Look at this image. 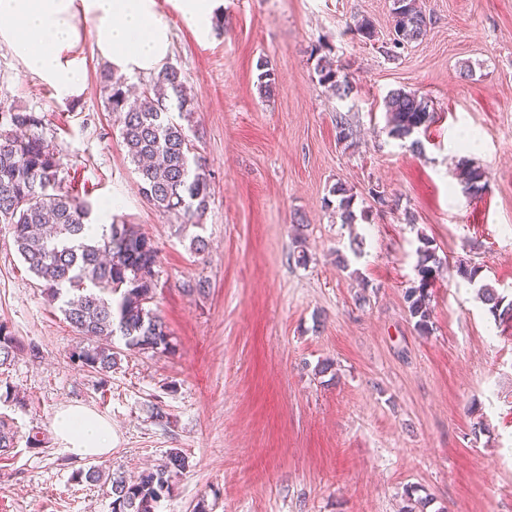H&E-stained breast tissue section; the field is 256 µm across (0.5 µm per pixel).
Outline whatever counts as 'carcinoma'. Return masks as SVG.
I'll list each match as a JSON object with an SVG mask.
<instances>
[{
    "label": "carcinoma",
    "mask_w": 512,
    "mask_h": 512,
    "mask_svg": "<svg viewBox=\"0 0 512 512\" xmlns=\"http://www.w3.org/2000/svg\"><path fill=\"white\" fill-rule=\"evenodd\" d=\"M393 49L423 39L431 18L418 0H392ZM354 30L365 40H376L377 31L366 17L355 20ZM260 93L273 95L276 83L268 63L258 61ZM319 84L339 98L348 97L353 86L339 76L327 56L315 67ZM105 103L119 123V135L127 156L136 166L140 192L156 210L198 224L210 199V174L180 120L196 109L184 90L181 70L168 65L128 103L125 81L106 69L101 73ZM388 134L403 140L434 121V109L422 97L404 91L385 99ZM43 117L27 110L0 111V224L10 225L18 254L44 288L47 300L59 309L72 328L96 344L70 355L78 366L108 382L118 365L119 352L113 339L119 337L127 350L138 353L165 352L172 348L167 327L150 307L154 295L158 251L136 225L112 220L99 235L89 234L93 206L78 193L62 186L61 163L43 135ZM486 172L479 166L465 168L464 190L480 194ZM330 195L338 198L342 222L353 224L357 215L354 196L343 185ZM417 281L404 291V301L422 335L433 330L429 287L441 261L428 242L417 250ZM481 301L501 322L512 321V301L504 302L488 284L479 288ZM37 359L39 347L23 344L12 328L0 322V366L19 353ZM19 441L18 431L0 420V455L10 454ZM189 467L179 449L166 453L163 462L129 480L121 472L107 476L93 466L83 473L87 482L106 479L112 495V512H157L170 496L174 480Z\"/></svg>",
    "instance_id": "cac0c4a2"
}]
</instances>
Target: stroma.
I'll use <instances>...</instances> for the list:
<instances>
[{
	"instance_id": "stroma-1",
	"label": "stroma",
	"mask_w": 512,
	"mask_h": 512,
	"mask_svg": "<svg viewBox=\"0 0 512 512\" xmlns=\"http://www.w3.org/2000/svg\"><path fill=\"white\" fill-rule=\"evenodd\" d=\"M174 3L156 0L172 31L168 62L199 102L189 136L211 174L198 227L140 194L90 35L74 50L87 91L72 100L0 48V110L43 115L61 176L92 203L94 223L138 225L157 247L151 306L174 346L123 352L105 383L72 363L89 338L48 304L0 224V321L41 351L0 368L27 399L0 404L21 437L0 458V512H112L108 486L81 472L133 476L172 448L190 467L157 512L201 500L210 512H399L409 488L430 497L427 512H512V323L477 297L488 283L512 300V0H425L427 34L395 60L380 49L392 0H222L223 29L204 35ZM357 16L377 41L357 35ZM322 45L353 85L347 99L318 83ZM262 59L275 75L268 98ZM396 90L436 112L419 133L423 155L388 134L384 100ZM341 117L356 139L337 140ZM470 162L487 172L477 196L459 179ZM340 183L356 223L324 205ZM197 234L202 255L190 248ZM300 234L304 267L292 259ZM424 238L442 261L427 336L403 300ZM461 262L480 267L477 283L456 275ZM326 360L331 370L315 374ZM69 405L111 422L108 455L67 451L51 423ZM158 406L168 424L155 421ZM33 433L40 447L26 446Z\"/></svg>"
}]
</instances>
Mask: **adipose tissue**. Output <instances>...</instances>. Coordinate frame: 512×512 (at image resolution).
I'll return each instance as SVG.
<instances>
[{"instance_id": "ef3b65f1", "label": "adipose tissue", "mask_w": 512, "mask_h": 512, "mask_svg": "<svg viewBox=\"0 0 512 512\" xmlns=\"http://www.w3.org/2000/svg\"><path fill=\"white\" fill-rule=\"evenodd\" d=\"M86 32L111 69L124 75L160 73L169 53L171 30L156 0H0V45L60 98L86 89L72 55ZM52 426L75 457H100L112 448L111 425L87 408L59 411Z\"/></svg>"}]
</instances>
